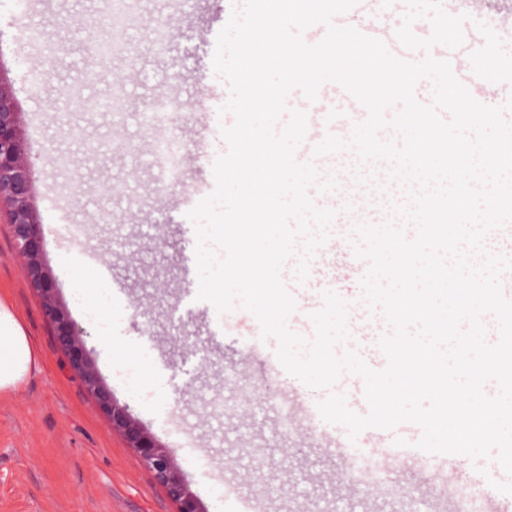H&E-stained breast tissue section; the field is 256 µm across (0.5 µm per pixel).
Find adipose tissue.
<instances>
[{
    "instance_id": "1",
    "label": "adipose tissue",
    "mask_w": 512,
    "mask_h": 512,
    "mask_svg": "<svg viewBox=\"0 0 512 512\" xmlns=\"http://www.w3.org/2000/svg\"><path fill=\"white\" fill-rule=\"evenodd\" d=\"M38 363L33 341L11 306L0 299V394L16 390Z\"/></svg>"
}]
</instances>
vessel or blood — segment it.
<instances>
[{"mask_svg":"<svg viewBox=\"0 0 512 512\" xmlns=\"http://www.w3.org/2000/svg\"><path fill=\"white\" fill-rule=\"evenodd\" d=\"M386 45L393 55L403 59L419 60L430 55L439 60H448L454 75L461 82L470 87L475 84L468 64L461 57H449L444 46H434L428 52L410 51L394 37L387 39ZM345 96V90L337 83L327 82L320 87L317 100L304 106L308 118L307 133L296 151L297 159L313 162L320 176L334 174L339 180L337 189L330 193L319 192L314 186L309 189L316 206L335 210V221L340 225L336 235L330 236L314 256L313 261L317 264L325 262L330 252L349 247L354 238L353 228L356 224L383 223L388 217L390 203L404 198L401 185L389 178L390 163L381 161L360 166L357 165L354 155L348 151L314 156V146L326 135L349 138L353 125L365 119L366 111L358 104L348 109L342 119H335V103ZM357 166L370 175L369 183L359 184L354 181L352 170ZM348 328L353 345L366 363L375 370L384 368L386 358L379 349L377 340L387 331L385 319L375 316L361 319L354 316L350 318Z\"/></svg>","mask_w":512,"mask_h":512,"instance_id":"1","label":"vessel or blood"}]
</instances>
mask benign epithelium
<instances>
[{
	"mask_svg": "<svg viewBox=\"0 0 512 512\" xmlns=\"http://www.w3.org/2000/svg\"><path fill=\"white\" fill-rule=\"evenodd\" d=\"M35 174L34 167L23 155L20 113L16 111L12 95L0 88V198H5L10 205L16 253L26 277L42 299L43 313L54 329L55 346L65 355L113 428L123 434L128 447L178 504L177 512H201L195 495L180 476L176 457L139 425L128 405L112 396V390L91 363L82 341L83 331L56 299L54 279L43 264L41 225L34 217L31 204Z\"/></svg>",
	"mask_w": 512,
	"mask_h": 512,
	"instance_id": "obj_1",
	"label": "benign epithelium"
}]
</instances>
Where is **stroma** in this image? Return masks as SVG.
I'll use <instances>...</instances> for the list:
<instances>
[{
	"instance_id": "1",
	"label": "stroma",
	"mask_w": 512,
	"mask_h": 512,
	"mask_svg": "<svg viewBox=\"0 0 512 512\" xmlns=\"http://www.w3.org/2000/svg\"><path fill=\"white\" fill-rule=\"evenodd\" d=\"M129 2L139 22L112 58L101 60L92 41L107 28V0H38L25 21L31 38L21 33L18 0H0V85L14 97L24 156L36 169L32 204L45 231L44 263L93 365L116 400L174 454L201 512H418L421 500L436 494L427 482L419 484L420 500L402 504L372 483L339 484L346 428L337 427L329 444L304 415L305 403L324 391H296L287 404L263 405L248 418L228 412L238 387L258 392L266 384L244 359L259 323L238 306L224 313L221 336H210L214 307L196 298V237L186 213L213 192V162L228 149L219 113L226 81L212 57L219 20L230 17L236 0ZM160 25L169 34L164 52L154 44ZM92 66L101 82L86 87L87 107L69 106L71 87ZM118 80L126 109L113 112L104 103ZM200 82L210 95L198 109ZM167 94L189 106L169 128L189 154L174 192L159 188L152 134L141 121ZM58 156L66 166L55 164ZM64 250L78 256L66 267L58 259ZM75 280L111 289V334L100 317L73 310ZM0 296L39 353L38 370L16 392L0 394V512H176L55 348L3 216ZM140 300L154 303L151 317L136 310ZM118 347L125 363L114 360ZM421 436L415 424L362 433L366 448L406 462L422 457ZM252 461L263 468L243 480Z\"/></svg>"
}]
</instances>
